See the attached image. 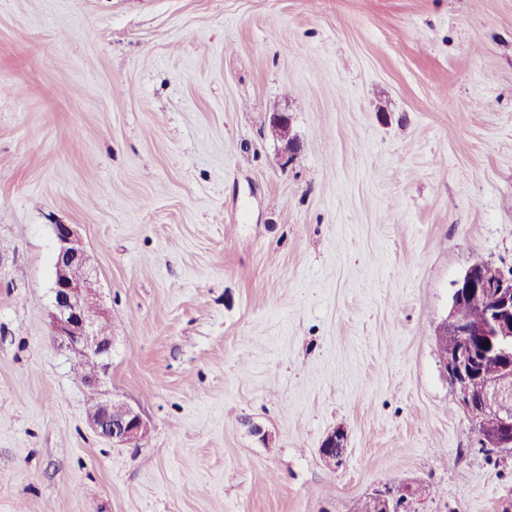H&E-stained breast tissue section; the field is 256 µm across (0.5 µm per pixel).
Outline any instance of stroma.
Here are the masks:
<instances>
[{
    "label": "stroma",
    "instance_id": "35a3bbf8",
    "mask_svg": "<svg viewBox=\"0 0 512 512\" xmlns=\"http://www.w3.org/2000/svg\"><path fill=\"white\" fill-rule=\"evenodd\" d=\"M57 224L141 442L53 334ZM477 261L512 267V0H0V512H512L434 336ZM88 422L98 435L121 445L139 441L147 433V425L137 411L103 394L90 407ZM345 450L344 434L336 430L327 435L321 448H319L320 455L325 463L334 467H336V463L342 460ZM421 494L419 489L406 486L404 495L398 498L393 495L388 486L375 490L368 498L371 499L373 505L365 501L357 510L358 512H406L405 508L411 501L420 500ZM411 500V501H410ZM375 507V511H374Z\"/></svg>",
    "mask_w": 512,
    "mask_h": 512
}]
</instances>
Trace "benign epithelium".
Instances as JSON below:
<instances>
[{"label": "benign epithelium", "mask_w": 512, "mask_h": 512, "mask_svg": "<svg viewBox=\"0 0 512 512\" xmlns=\"http://www.w3.org/2000/svg\"><path fill=\"white\" fill-rule=\"evenodd\" d=\"M58 251L52 287V329L81 360L98 364L96 373L84 381L95 390L101 386L110 355L112 338L101 332L100 322L109 319L93 288L96 269L89 261L72 224L53 225ZM476 261L454 282L448 316L436 329L441 369L453 387L455 402L472 419L481 447L512 448V267L497 269L495 278L482 273ZM471 303L479 319L460 314ZM489 347H483V343ZM494 363L496 372L486 371ZM88 422L101 437L126 445L143 439L147 425L130 405L100 397L89 409ZM328 465H336L345 452L344 434L330 432L319 448ZM419 489L405 487L398 498L389 487L370 496L375 512H406L411 501L420 500Z\"/></svg>", "instance_id": "7a95c632"}]
</instances>
